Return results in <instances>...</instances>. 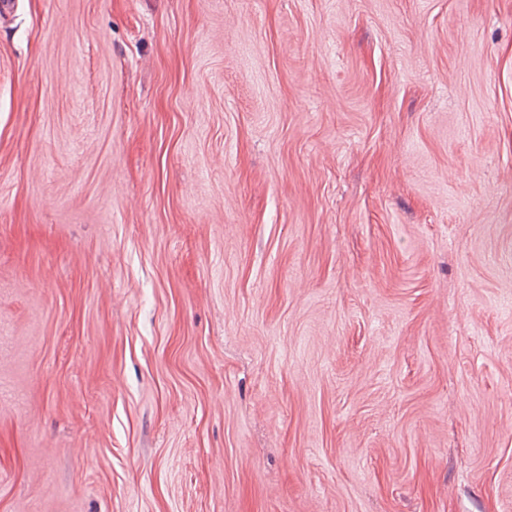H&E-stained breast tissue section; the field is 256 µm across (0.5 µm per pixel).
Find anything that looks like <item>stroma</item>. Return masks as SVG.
I'll return each mask as SVG.
<instances>
[{"label":"stroma","mask_w":512,"mask_h":512,"mask_svg":"<svg viewBox=\"0 0 512 512\" xmlns=\"http://www.w3.org/2000/svg\"><path fill=\"white\" fill-rule=\"evenodd\" d=\"M0 512H512V0H15Z\"/></svg>","instance_id":"1"}]
</instances>
